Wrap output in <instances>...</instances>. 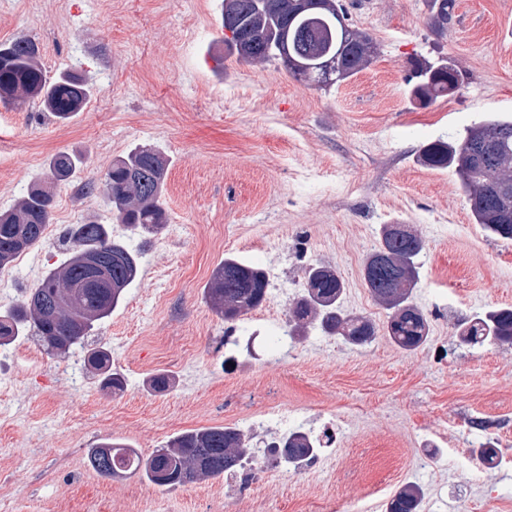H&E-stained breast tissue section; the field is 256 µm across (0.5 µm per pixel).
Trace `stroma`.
<instances>
[{
	"mask_svg": "<svg viewBox=\"0 0 512 512\" xmlns=\"http://www.w3.org/2000/svg\"><path fill=\"white\" fill-rule=\"evenodd\" d=\"M339 2L377 54L321 89L278 62L225 56L220 0H0V44L35 38L47 70L76 68L93 85L67 122L35 103L0 105L1 208L60 151L82 154L83 180L139 145L171 160L169 223L88 338L123 390L103 387L80 349L60 359L28 337L0 354V512H385L409 482L425 492L423 512H512V347L464 345L454 329L512 307V240L487 236L452 171L419 159L448 132L512 118V0H456L442 39L428 0ZM439 56L461 69L460 88L414 98L419 64ZM89 217L113 223L104 196L58 189V235L34 247L37 272L17 277L0 308L62 262L64 229ZM396 221L425 243L413 292L425 344L407 352L380 335L353 346L313 329L282 345L317 262L340 275L346 310L384 326L363 264ZM228 256L261 266L281 290L233 323L204 294ZM158 374L167 389L152 388ZM267 388L304 430L331 427L327 468L262 472L252 490L228 495L220 477L164 488L88 463L109 439L148 456L183 432L236 426L239 399ZM488 441L500 450L492 468L478 455Z\"/></svg>",
	"mask_w": 512,
	"mask_h": 512,
	"instance_id": "1",
	"label": "stroma"
}]
</instances>
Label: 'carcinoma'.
Here are the masks:
<instances>
[{
    "label": "carcinoma",
    "instance_id": "cac0c4a2",
    "mask_svg": "<svg viewBox=\"0 0 512 512\" xmlns=\"http://www.w3.org/2000/svg\"><path fill=\"white\" fill-rule=\"evenodd\" d=\"M456 0H430L429 28L448 33ZM224 49L245 62L279 61L295 79L330 87L365 69L376 55V42L347 23L337 0H222ZM411 89L431 101L459 87L457 65L441 57L427 62ZM92 85L75 70L53 75L42 67L39 47L29 37L0 44V102L14 108L39 102L62 122L81 112ZM420 160L453 170L469 202L475 223L489 235L512 240V120L486 119L426 146ZM83 165L77 153L59 152L49 159L44 178L30 184L8 208L0 209V270L13 266L23 252L42 242L55 204L56 190L68 184ZM169 167L158 149L142 146L112 162L99 179L81 192L102 194L118 223L145 240L162 232L169 217L161 197ZM71 252L59 267L41 277L19 303L0 312V347L32 336L43 350L59 358L84 347L95 324L108 318L139 277L142 252L115 240L108 225L87 219L65 230ZM422 239L407 224H385L380 245L365 260L363 278L376 303L387 311L386 335L405 351L427 340L429 323L413 300L419 278ZM100 256L105 272L92 273L85 256ZM266 271L229 256L213 272L205 296L215 313L236 321L267 299ZM343 282L332 266L310 265L304 294L288 309L286 336L298 340L319 327L346 343L373 342L372 320L342 306ZM456 336L465 345H512V308L492 307L459 321ZM108 353L92 351L87 364L114 389L124 386L107 370ZM252 438L232 427L199 428L181 433L145 458L129 445L104 442L89 450V462L101 476L140 474L157 486H177L232 472L252 453ZM288 464L297 465L322 447L320 439L300 428L278 440ZM423 490L407 483L392 497L387 512H420Z\"/></svg>",
    "mask_w": 512,
    "mask_h": 512
}]
</instances>
